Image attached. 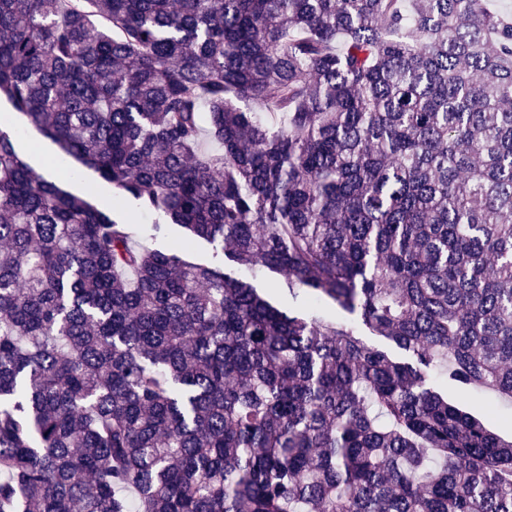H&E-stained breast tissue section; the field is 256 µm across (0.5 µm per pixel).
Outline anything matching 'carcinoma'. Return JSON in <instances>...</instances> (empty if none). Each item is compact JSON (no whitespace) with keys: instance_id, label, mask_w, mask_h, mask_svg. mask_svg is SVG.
Instances as JSON below:
<instances>
[{"instance_id":"carcinoma-1","label":"carcinoma","mask_w":512,"mask_h":512,"mask_svg":"<svg viewBox=\"0 0 512 512\" xmlns=\"http://www.w3.org/2000/svg\"><path fill=\"white\" fill-rule=\"evenodd\" d=\"M0 0V97L122 198L359 313L136 246L0 131V512H512V18ZM220 151L202 149V135ZM233 272L237 277L251 283L262 297L281 311L299 315H315L333 324H354L357 326L360 336H363L367 342L385 343L361 325L356 316L336 308V305L331 301L312 302L302 291L288 283V277L279 271L271 269L251 271L244 267L235 266ZM448 399L459 402L470 409L481 412L490 424L505 438L512 435V404L500 402L492 393L483 391H463L452 386H443ZM484 406L490 414L479 409Z\"/></svg>"}]
</instances>
